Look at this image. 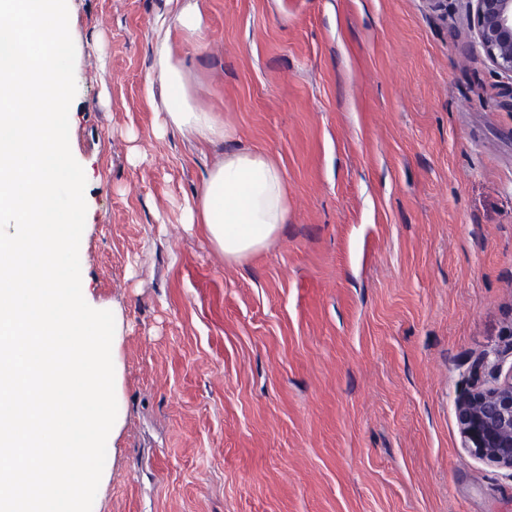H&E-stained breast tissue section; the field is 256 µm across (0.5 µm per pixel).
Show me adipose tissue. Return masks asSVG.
<instances>
[{"mask_svg": "<svg viewBox=\"0 0 512 512\" xmlns=\"http://www.w3.org/2000/svg\"><path fill=\"white\" fill-rule=\"evenodd\" d=\"M171 20L160 22L146 96L162 89L164 126L194 139L228 140L233 132L196 105L176 39H197L206 28L198 0H175ZM288 220L283 169L265 154L231 151L209 169L201 190L188 202L184 221L201 225L226 263L236 265L262 253Z\"/></svg>", "mask_w": 512, "mask_h": 512, "instance_id": "adipose-tissue-1", "label": "adipose tissue"}]
</instances>
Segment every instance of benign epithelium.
<instances>
[{
  "label": "benign epithelium",
  "instance_id": "1",
  "mask_svg": "<svg viewBox=\"0 0 512 512\" xmlns=\"http://www.w3.org/2000/svg\"><path fill=\"white\" fill-rule=\"evenodd\" d=\"M484 56L512 78V0H466ZM464 447L481 460L512 470V365L478 364L470 387L455 401Z\"/></svg>",
  "mask_w": 512,
  "mask_h": 512
}]
</instances>
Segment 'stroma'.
<instances>
[{
    "mask_svg": "<svg viewBox=\"0 0 512 512\" xmlns=\"http://www.w3.org/2000/svg\"><path fill=\"white\" fill-rule=\"evenodd\" d=\"M198 2L180 51L226 142L155 134L167 0H69L81 286L124 318L92 512H512L455 411L512 363V79L464 0ZM228 150L283 167L289 207L234 266L182 218Z\"/></svg>",
    "mask_w": 512,
    "mask_h": 512,
    "instance_id": "35a3bbf8",
    "label": "stroma"
}]
</instances>
